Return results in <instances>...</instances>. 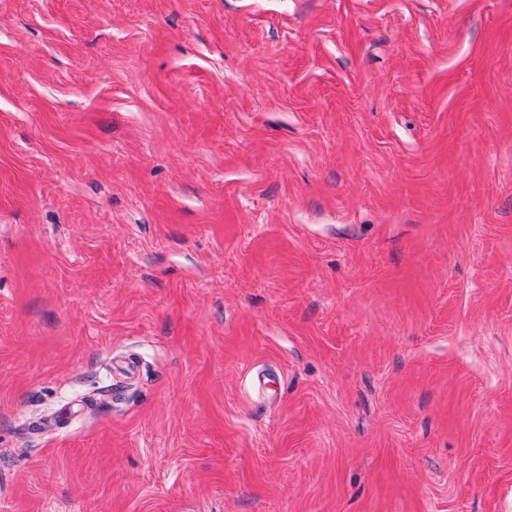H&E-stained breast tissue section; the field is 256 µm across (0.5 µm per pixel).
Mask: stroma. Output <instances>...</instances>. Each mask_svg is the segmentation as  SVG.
<instances>
[{"label": "stroma", "mask_w": 512, "mask_h": 512, "mask_svg": "<svg viewBox=\"0 0 512 512\" xmlns=\"http://www.w3.org/2000/svg\"><path fill=\"white\" fill-rule=\"evenodd\" d=\"M0 512H512V0H0Z\"/></svg>", "instance_id": "35a3bbf8"}]
</instances>
